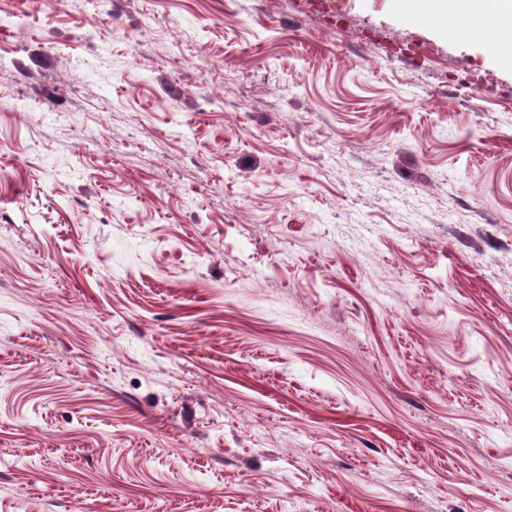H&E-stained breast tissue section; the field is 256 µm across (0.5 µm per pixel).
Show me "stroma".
Wrapping results in <instances>:
<instances>
[{
	"instance_id": "stroma-1",
	"label": "stroma",
	"mask_w": 512,
	"mask_h": 512,
	"mask_svg": "<svg viewBox=\"0 0 512 512\" xmlns=\"http://www.w3.org/2000/svg\"><path fill=\"white\" fill-rule=\"evenodd\" d=\"M0 512H512L484 34L0 0Z\"/></svg>"
}]
</instances>
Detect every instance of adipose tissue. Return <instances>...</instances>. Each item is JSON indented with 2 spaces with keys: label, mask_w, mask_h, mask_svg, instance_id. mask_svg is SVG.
<instances>
[{
  "label": "adipose tissue",
  "mask_w": 512,
  "mask_h": 512,
  "mask_svg": "<svg viewBox=\"0 0 512 512\" xmlns=\"http://www.w3.org/2000/svg\"><path fill=\"white\" fill-rule=\"evenodd\" d=\"M399 10L435 19L446 24L456 18L481 26L489 14L512 19V0H398Z\"/></svg>",
  "instance_id": "1"
}]
</instances>
